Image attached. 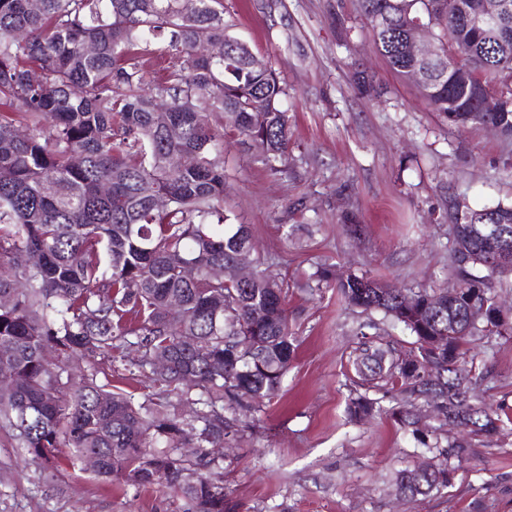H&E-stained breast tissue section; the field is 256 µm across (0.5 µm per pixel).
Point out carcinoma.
Segmentation results:
<instances>
[{"label": "carcinoma", "instance_id": "carcinoma-1", "mask_svg": "<svg viewBox=\"0 0 512 512\" xmlns=\"http://www.w3.org/2000/svg\"><path fill=\"white\" fill-rule=\"evenodd\" d=\"M358 2L376 50L405 80L417 67L400 50L409 37L405 17L432 27L440 56L427 68L421 95L448 126L491 124L512 138V106L485 112L480 101L485 81L512 99V13L501 29L477 30L453 0ZM40 3L34 10L30 0H0V103L30 122L28 136L19 138L0 114V384L10 385L0 390V424L27 460L47 469L95 455L99 477L183 497L190 512H228L219 449L229 437H244L240 413H260L277 395L296 339L284 281L258 272L242 286L209 276V268L251 249L252 234L246 224L226 223L224 158L216 148L224 134L209 127L207 113H224L233 134L258 146L274 170L288 147L284 90L272 68L250 66L251 50L215 8L220 0ZM165 31L168 65L155 79L139 43L147 32ZM204 41L223 44L224 56L198 55ZM87 43L95 46L90 55L82 52ZM27 62L41 70V81H31ZM184 154L191 164L181 163ZM103 182L111 185L108 195L100 194ZM156 194L168 205L155 207ZM479 224L512 229V203L473 210L451 230L481 249ZM185 261L198 266L193 281L181 275ZM452 263L455 287L425 288L401 303L378 294L381 284L370 277L316 268L313 277L347 305L380 312L413 338L394 345L378 336L358 340L351 417L372 416L377 401L369 392L384 391L432 402L444 426L451 411L462 432L498 433L500 417L459 402L452 390L475 393L467 360L473 338L512 336V327L493 317L495 275L456 248ZM173 299L181 305L176 317ZM461 313L474 317L461 346L427 347ZM183 335L195 338L194 347L180 346ZM132 337L141 348L135 367L158 386L157 402L137 403L111 379H97L96 360L113 357ZM46 347L58 351L57 361L44 359ZM157 351L171 355L170 370L146 360ZM73 358L90 365L78 379L68 371ZM183 404L195 407L189 422L178 413ZM182 448L201 452L186 457ZM444 456L431 471H401V493L446 487L448 460L474 459L471 444L459 438L447 439Z\"/></svg>", "mask_w": 512, "mask_h": 512}]
</instances>
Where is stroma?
<instances>
[{
    "label": "stroma",
    "instance_id": "stroma-1",
    "mask_svg": "<svg viewBox=\"0 0 512 512\" xmlns=\"http://www.w3.org/2000/svg\"><path fill=\"white\" fill-rule=\"evenodd\" d=\"M234 36L276 70L288 149L269 167L257 147L224 138V213L252 230L254 253L288 281L296 356L264 412L241 418L224 488L233 512H512V423L448 487L408 497L397 473L438 463L428 451L440 421L421 399H380L374 418H351L346 378L367 314L318 286L316 265L366 274L407 291L455 284L448 203L512 202V139L489 127L449 128L415 84L376 52L356 0H223ZM349 15L347 29L336 14ZM476 404L512 415V337H492ZM418 420L405 428L397 412ZM154 487L25 464L0 429V512H185Z\"/></svg>",
    "mask_w": 512,
    "mask_h": 512
}]
</instances>
